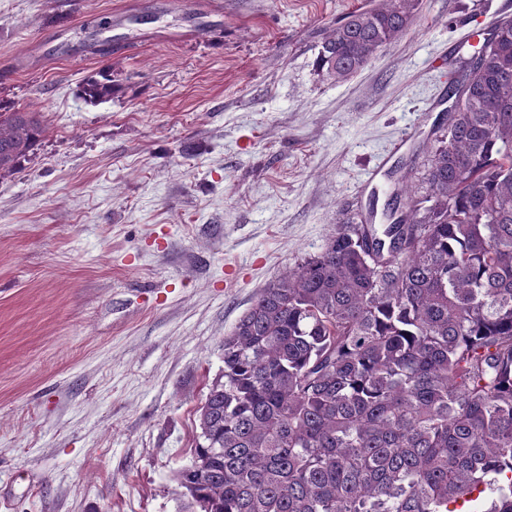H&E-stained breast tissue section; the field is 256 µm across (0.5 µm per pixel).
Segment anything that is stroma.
<instances>
[{"label": "stroma", "instance_id": "obj_1", "mask_svg": "<svg viewBox=\"0 0 512 512\" xmlns=\"http://www.w3.org/2000/svg\"><path fill=\"white\" fill-rule=\"evenodd\" d=\"M374 2L0 0V107L46 128L0 177V512H180L225 336L338 225L383 223L475 52L456 39L512 20L419 0L357 73L319 70ZM106 70L120 92L86 102Z\"/></svg>", "mask_w": 512, "mask_h": 512}]
</instances>
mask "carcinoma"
<instances>
[{
	"mask_svg": "<svg viewBox=\"0 0 512 512\" xmlns=\"http://www.w3.org/2000/svg\"><path fill=\"white\" fill-rule=\"evenodd\" d=\"M419 0L347 13L318 65L344 80L409 31ZM116 91L90 78L81 96ZM448 96L392 224H341L255 295L176 474L201 512H512V21ZM44 132L0 112V176Z\"/></svg>",
	"mask_w": 512,
	"mask_h": 512,
	"instance_id": "carcinoma-1",
	"label": "carcinoma"
}]
</instances>
